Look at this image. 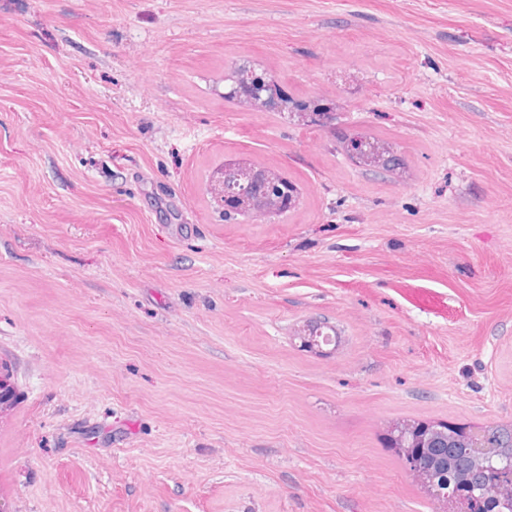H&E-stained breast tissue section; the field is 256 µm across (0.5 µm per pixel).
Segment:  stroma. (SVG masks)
Instances as JSON below:
<instances>
[{"mask_svg": "<svg viewBox=\"0 0 512 512\" xmlns=\"http://www.w3.org/2000/svg\"><path fill=\"white\" fill-rule=\"evenodd\" d=\"M0 363L6 512H452L388 437L512 424V0H0ZM227 80L230 81V90L237 86L241 89L240 95H228V98L249 104L256 109L265 112H285L284 110L288 109V107H286L282 109L283 111H277L279 108H277L275 104V101L278 102L276 93L274 94L273 99L269 95V91L264 89V86L274 82V79L272 76L267 75L264 72L258 73L250 66L239 65L234 68ZM230 93L235 94L236 90L232 89L227 94ZM358 147L355 153L360 159H365L366 165H372L374 167L381 168L383 170H390L392 164H394V157L390 156V152L374 144V142H365L362 140L353 139ZM261 172L267 175L274 183H278L280 181H287V178L282 177L279 174L267 169L265 167L255 165V164H246V163H224V187L227 189H235L239 190L242 185H244L249 177L255 173ZM249 188L246 187L245 189H242L240 191H232V190H225L224 191V215L226 217H235V216H242V217H253L258 215H267V214H283L286 212L279 211L278 208L274 206L273 203L268 201H260L254 198H246L243 199V201L238 200V204L241 205L238 214L236 215L235 208L231 205V198H233L235 195H237L238 192H244L248 190Z\"/></svg>", "mask_w": 512, "mask_h": 512, "instance_id": "obj_1", "label": "stroma"}]
</instances>
